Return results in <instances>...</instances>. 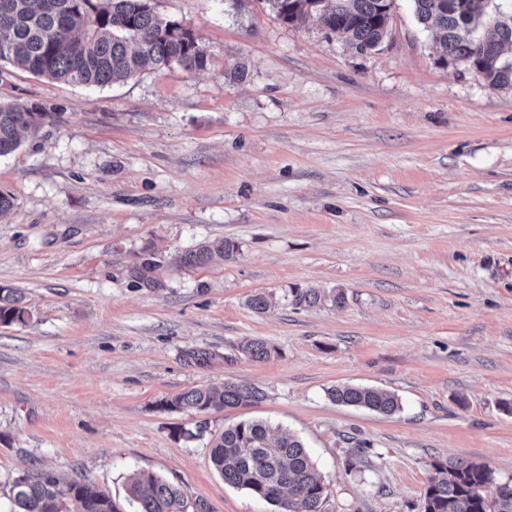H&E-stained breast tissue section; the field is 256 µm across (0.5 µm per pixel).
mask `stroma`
<instances>
[{"label": "stroma", "mask_w": 512, "mask_h": 512, "mask_svg": "<svg viewBox=\"0 0 512 512\" xmlns=\"http://www.w3.org/2000/svg\"><path fill=\"white\" fill-rule=\"evenodd\" d=\"M154 6L199 39L205 70L96 88L0 67V104L53 115L0 157V285L28 309L0 326V512L43 469L120 512L139 471L204 512H273L209 457L211 435L252 420L302 440L325 512H424L433 464L457 459L512 482V86L440 62L412 0L364 53L265 0ZM216 238L235 260L178 263ZM148 256L153 288L130 276ZM307 288L344 301L296 303ZM250 338L269 359L240 352ZM227 380L264 400L159 407ZM343 384L401 409L331 401Z\"/></svg>", "instance_id": "35a3bbf8"}]
</instances>
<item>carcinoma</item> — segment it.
<instances>
[{
    "mask_svg": "<svg viewBox=\"0 0 512 512\" xmlns=\"http://www.w3.org/2000/svg\"><path fill=\"white\" fill-rule=\"evenodd\" d=\"M286 23L317 15L331 32L358 52L376 48L388 34L393 0H266ZM417 21L435 29V50L444 63L464 62L493 87L512 84V11L489 18L492 0H412ZM0 64L35 75L86 86L125 81L148 66L172 65L201 71L206 49L191 32L161 17L150 0H0ZM52 114L27 106L0 105V157L15 152L21 137ZM239 245L231 239L203 241L180 256L185 266H202L214 256L233 260ZM155 263L144 259L132 270L138 283L151 285ZM25 296L0 286V325L25 321ZM242 351L255 360L270 356L267 345L251 339ZM329 397L344 405L383 415L400 410L398 398L363 386H336ZM260 389L233 381L206 385L164 400L165 411L210 410L254 405ZM210 460L224 483L245 489L276 512H324L325 486L302 442L284 431L270 438L261 421H242L210 442ZM136 512H188L182 490L154 474L129 479ZM11 512H119L110 494L87 478L66 480L52 470L24 473L12 484ZM424 512H512V484L497 483L485 464L458 459L433 465L424 494Z\"/></svg>",
    "mask_w": 512,
    "mask_h": 512,
    "instance_id": "carcinoma-1",
    "label": "carcinoma"
}]
</instances>
